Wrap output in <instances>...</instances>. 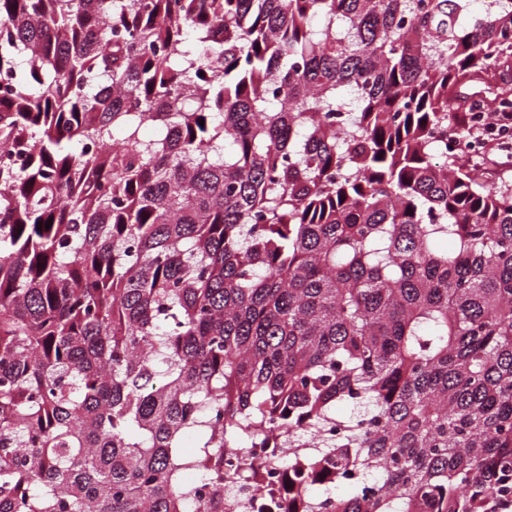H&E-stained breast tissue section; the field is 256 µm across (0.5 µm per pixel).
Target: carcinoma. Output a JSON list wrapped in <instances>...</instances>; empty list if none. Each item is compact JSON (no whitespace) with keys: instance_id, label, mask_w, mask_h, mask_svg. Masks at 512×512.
<instances>
[{"instance_id":"obj_1","label":"carcinoma","mask_w":512,"mask_h":512,"mask_svg":"<svg viewBox=\"0 0 512 512\" xmlns=\"http://www.w3.org/2000/svg\"><path fill=\"white\" fill-rule=\"evenodd\" d=\"M467 4L0 0V512L512 503V177L442 141L512 0Z\"/></svg>"}]
</instances>
